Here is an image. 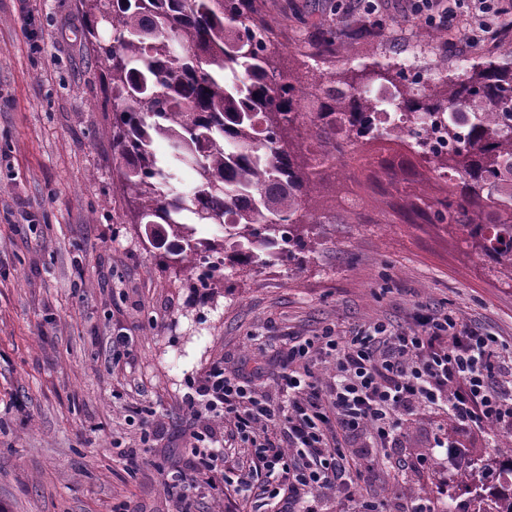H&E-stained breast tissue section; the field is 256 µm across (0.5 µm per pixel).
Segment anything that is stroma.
<instances>
[{"label": "stroma", "instance_id": "stroma-1", "mask_svg": "<svg viewBox=\"0 0 512 512\" xmlns=\"http://www.w3.org/2000/svg\"><path fill=\"white\" fill-rule=\"evenodd\" d=\"M383 12L381 57L416 43L456 63L407 0ZM264 14L278 24L281 69L320 29L364 26L334 0H264ZM85 29L80 0H0V512H181L166 476L195 480L200 440L225 438L223 418L187 403L216 366L277 403L293 341L376 321L407 328L421 309L512 345V285L446 225L402 223L374 192L361 157L402 156L392 144L349 156L364 203L314 227L311 252L208 281L203 268L162 265L112 192V107ZM497 439L418 408L390 451L405 467L375 468L361 487L384 512H461L464 494H448L457 468L493 458ZM241 460L227 454L215 485L191 490V512H284L278 497L225 495Z\"/></svg>", "mask_w": 512, "mask_h": 512}]
</instances>
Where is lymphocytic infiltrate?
Masks as SVG:
<instances>
[{
    "mask_svg": "<svg viewBox=\"0 0 512 512\" xmlns=\"http://www.w3.org/2000/svg\"><path fill=\"white\" fill-rule=\"evenodd\" d=\"M503 348L498 336L450 313L421 311L406 329L376 322L347 338L329 331L296 342L289 362L310 361L315 350L335 362L336 380L327 391L291 370L283 376L288 399L275 406L256 396L249 381L216 367L196 394L207 411L229 421L232 434L250 450L251 463L238 485L263 469L284 481L280 488L266 486V493L274 497L287 490L297 512H319L317 500L307 497L309 488L339 485L349 488L355 512H381L358 495L344 440L370 430L371 442L357 455L377 458L423 404L447 407L460 428L488 425L511 437L512 362L504 360ZM282 428L288 432L284 449L268 437Z\"/></svg>",
    "mask_w": 512,
    "mask_h": 512,
    "instance_id": "obj_1",
    "label": "lymphocytic infiltrate"
}]
</instances>
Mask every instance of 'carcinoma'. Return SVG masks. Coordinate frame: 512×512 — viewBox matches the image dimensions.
Listing matches in <instances>:
<instances>
[{
	"instance_id": "obj_1",
	"label": "carcinoma",
	"mask_w": 512,
	"mask_h": 512,
	"mask_svg": "<svg viewBox=\"0 0 512 512\" xmlns=\"http://www.w3.org/2000/svg\"><path fill=\"white\" fill-rule=\"evenodd\" d=\"M82 2L112 104V193L153 223L163 264L218 253V243L195 237L196 224L219 225L224 242L241 247L234 262L243 270L273 265L289 246L306 249L297 230L321 223V189L333 191L330 212L348 193L345 170L330 179L317 156L340 163L354 152L356 119L385 109L369 88L396 81L392 106L423 123L444 114L448 151L421 154L419 164L380 158L377 187L400 195L408 223L448 225L493 276L512 282V39L464 59L461 74L441 61V90L419 96L399 63L374 60L348 76L352 49L332 29L301 65L277 69V30L262 0ZM157 139L195 170L191 190L160 165ZM438 180L446 188L434 190ZM496 459L497 468L472 462L457 474L471 512H512V487L488 485L491 473L512 475V440L498 442Z\"/></svg>"
}]
</instances>
